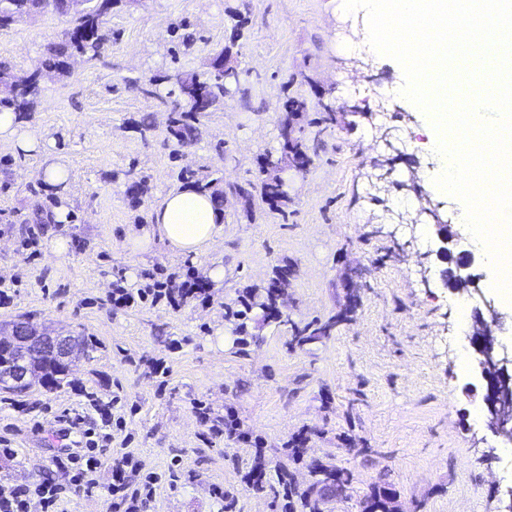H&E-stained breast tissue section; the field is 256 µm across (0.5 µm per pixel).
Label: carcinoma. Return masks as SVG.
<instances>
[{
  "label": "carcinoma",
  "mask_w": 512,
  "mask_h": 512,
  "mask_svg": "<svg viewBox=\"0 0 512 512\" xmlns=\"http://www.w3.org/2000/svg\"><path fill=\"white\" fill-rule=\"evenodd\" d=\"M122 0H84L81 9L73 14V26L68 34L57 44L48 49L46 56L35 66L26 82L14 87L12 92L0 98V108H9L25 118L34 111L40 94V82L43 74L53 72L61 77L67 75V60L73 55L82 54L91 58L100 55L104 45L110 39L106 28V18L112 14ZM72 4L67 0H0V28H7L15 22L38 15L48 9L66 12ZM165 79L172 83L168 95L173 97L174 107L170 112L167 131L171 139L178 143L193 140L200 135V120L208 112L224 102L229 93V86L224 84V73L210 69L204 72L175 71ZM288 101H283L277 119L278 147L265 153L271 159L272 171L258 179L260 195H271L278 201L277 211L286 214L291 204L288 184L279 179L277 173L288 169V160H298L308 165L311 162L310 143L318 141L322 133L321 125L326 123L321 116L311 120L310 125L317 128L314 136H307L299 131L293 139H288ZM182 179L194 184L201 192L211 196L216 205L224 204V191L217 187L218 180L198 179L196 173L188 167L181 169ZM242 308H227L226 316L237 322L240 333L247 332L252 317L248 313L263 306L262 297L252 292L241 300ZM350 310L339 312L322 324L308 323L302 327H293V342L305 345L316 342L331 334L338 324L348 319ZM30 377L48 390H57L70 384L68 376L70 367L56 362L46 354H36L28 362ZM314 473L322 475L321 483L332 489L337 496L343 495L350 485V476L342 470L319 466ZM288 512H322V499L313 498L288 488Z\"/></svg>",
  "instance_id": "obj_1"
}]
</instances>
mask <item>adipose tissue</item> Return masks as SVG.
Returning a JSON list of instances; mask_svg holds the SVG:
<instances>
[{
  "label": "adipose tissue",
  "mask_w": 512,
  "mask_h": 512,
  "mask_svg": "<svg viewBox=\"0 0 512 512\" xmlns=\"http://www.w3.org/2000/svg\"><path fill=\"white\" fill-rule=\"evenodd\" d=\"M222 218L209 195L191 186L175 189L155 208L152 224L128 233L126 246L135 253L145 252L158 239L175 253L197 254L222 237Z\"/></svg>",
  "instance_id": "1"
}]
</instances>
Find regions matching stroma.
Returning a JSON list of instances; mask_svg holds the SVG:
<instances>
[{"instance_id":"1","label":"stroma","mask_w":512,"mask_h":512,"mask_svg":"<svg viewBox=\"0 0 512 512\" xmlns=\"http://www.w3.org/2000/svg\"><path fill=\"white\" fill-rule=\"evenodd\" d=\"M249 24L231 41L234 15ZM184 24L189 45L172 35ZM336 0H125L107 19L112 39L94 59L74 57L69 74L41 82L28 132L43 145L25 153L0 140V326L31 314L41 327L92 340L69 386L0 392V485L49 479L66 512H112V465L131 454L155 473L147 512H285L287 487L311 490L314 464L351 472L346 497L324 512H361L374 487L389 484L400 512H512V442L488 426L472 369L470 333H458L455 305L494 307L498 353L512 352V301L493 293L494 272L460 216L458 198L430 193L458 237L442 243L433 222L378 224L385 211H415L402 190L412 174L436 168L420 130L426 114L397 97L400 64L360 56L339 41ZM68 17L48 11L0 29V62L24 76L59 42ZM242 70L239 93L201 120L202 135L168 140L164 106L147 101L141 82L199 70L225 46ZM336 106L363 109L354 125L324 133L308 169L289 173L287 217L261 201H224V236L197 256L154 243L130 252V227L150 223L154 207L180 187L182 167H202L224 182L253 179L257 159L277 145V107L302 94L318 117L315 87ZM151 123L141 135V123ZM401 139L390 175L396 187L375 201L371 159L390 156L384 129ZM66 164L68 181L51 192L36 173L46 154ZM144 181L139 200L130 173ZM65 205L70 252L56 260L58 224L33 223L35 204ZM469 251L477 283L456 292L454 254ZM295 266L280 306L289 321L323 322L351 292L360 300L332 335L292 344L286 323L254 320L239 334L225 307L263 290L280 268ZM224 269L222 283L205 277ZM428 275H421V268ZM202 291L172 303L141 300L139 288L181 284ZM131 295L114 303L112 291ZM83 416L101 439L97 484L75 486L52 460L65 456V414ZM231 417L228 435L221 417ZM305 451L292 461L288 443Z\"/></svg>"}]
</instances>
